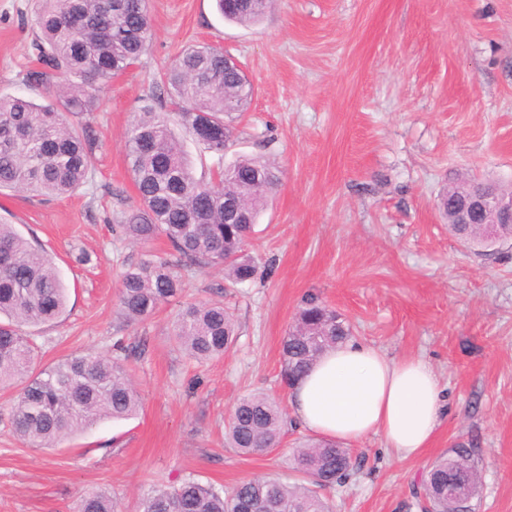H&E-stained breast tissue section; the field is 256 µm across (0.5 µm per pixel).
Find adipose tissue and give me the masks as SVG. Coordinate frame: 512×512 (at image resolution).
<instances>
[{"label":"adipose tissue","mask_w":512,"mask_h":512,"mask_svg":"<svg viewBox=\"0 0 512 512\" xmlns=\"http://www.w3.org/2000/svg\"><path fill=\"white\" fill-rule=\"evenodd\" d=\"M289 402L305 432L345 445L379 435L401 460L424 454L447 413L441 381L426 358L392 359L353 339L301 375Z\"/></svg>","instance_id":"1"}]
</instances>
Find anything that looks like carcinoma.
Instances as JSON below:
<instances>
[{
	"mask_svg": "<svg viewBox=\"0 0 512 512\" xmlns=\"http://www.w3.org/2000/svg\"><path fill=\"white\" fill-rule=\"evenodd\" d=\"M35 46L41 71L29 73L37 87H55L47 103L0 95V191L36 196L69 195L86 183L99 137L90 125L76 128L69 117L93 112L99 94L137 63L151 39L147 0H41ZM272 0H217L224 19L258 22ZM240 71L224 70V51L212 45L189 48L175 59L153 97L160 110L137 113L127 132L129 169L136 205L118 213L122 233L140 243L166 238L172 261L151 258L126 265L118 306L130 321L151 317L183 292V273L224 266L237 286L252 282L258 266L247 253L258 217L279 185L275 166L261 157L223 163L234 117L246 111L252 93ZM187 129L218 157L209 176L198 178L177 140L174 126ZM242 201L238 218L229 203ZM66 309V286L52 258L10 224H0V386L19 384L12 426L34 448H54L103 419H127L142 408L123 359L93 353L66 357L33 371L36 348L22 328L53 322ZM235 335V320L222 304L189 303L174 329L179 346L205 361L220 356ZM351 328L319 298L303 299L281 343L287 385L325 351L350 338ZM284 416L266 394H251L234 407L226 440L240 456L275 448ZM294 464L307 484L255 478L230 491L187 479L156 489L136 512H333L321 490L344 482L353 468L350 450L321 441L295 450ZM430 512H458L461 500L478 497L477 467L463 446L433 462L422 480ZM81 512H118L104 491L87 495Z\"/></svg>",
	"mask_w": 512,
	"mask_h": 512,
	"instance_id": "carcinoma-1",
	"label": "carcinoma"
}]
</instances>
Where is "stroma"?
I'll use <instances>...</instances> for the list:
<instances>
[{
  "instance_id": "obj_1",
  "label": "stroma",
  "mask_w": 512,
  "mask_h": 512,
  "mask_svg": "<svg viewBox=\"0 0 512 512\" xmlns=\"http://www.w3.org/2000/svg\"><path fill=\"white\" fill-rule=\"evenodd\" d=\"M38 8L0 0V94L32 93ZM149 15L147 52L86 116L100 135L87 183L51 200L0 191V222L45 248L68 288L63 317L24 329L37 367L139 346L127 366L142 409L31 448L12 431V390L0 391V512H80L98 490L134 512L143 494L186 478L227 490L257 477L301 482L290 456L305 431L285 426L280 447L248 457L225 447L224 432L245 396L287 404L281 341L310 294L355 340L424 355L448 394L422 457L398 460L376 435L352 446L349 478L326 492L335 512H421L428 465L459 444L480 472L475 512H512V240L470 249L436 208L464 177L512 186V0H274L248 26L225 22L215 0H149ZM202 44L235 57L254 86L221 158L278 169L248 247L260 271L235 287L222 267L189 271L178 298L131 322L117 302L124 267L169 258L170 247L116 228L137 201L125 131L174 57ZM195 301L234 314L221 357L196 361L171 334Z\"/></svg>"
}]
</instances>
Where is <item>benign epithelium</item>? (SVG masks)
<instances>
[{"label":"benign epithelium","instance_id":"benign-epithelium-1","mask_svg":"<svg viewBox=\"0 0 512 512\" xmlns=\"http://www.w3.org/2000/svg\"><path fill=\"white\" fill-rule=\"evenodd\" d=\"M453 224H480L490 240H496L494 229L498 224H512V197L495 190L492 183L482 182L466 193L448 202Z\"/></svg>","mask_w":512,"mask_h":512}]
</instances>
